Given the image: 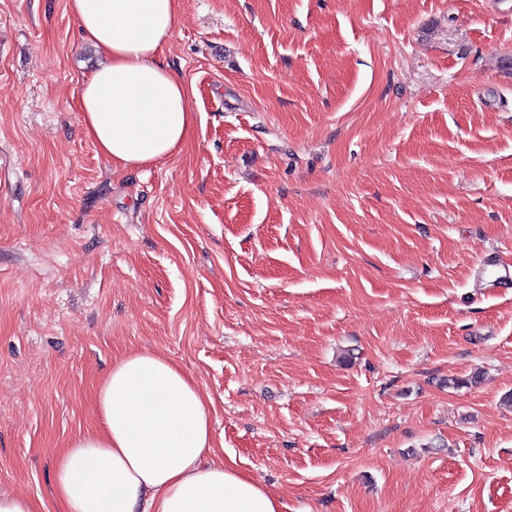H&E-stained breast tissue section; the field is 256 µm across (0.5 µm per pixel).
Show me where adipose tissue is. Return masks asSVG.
Segmentation results:
<instances>
[{"label":"adipose tissue","mask_w":512,"mask_h":512,"mask_svg":"<svg viewBox=\"0 0 512 512\" xmlns=\"http://www.w3.org/2000/svg\"><path fill=\"white\" fill-rule=\"evenodd\" d=\"M68 9L103 57L81 88L85 135L124 170L175 154L195 126L193 87L163 56L180 0H68ZM96 417L55 458V512H281L265 486L212 458L209 398L163 355L114 362Z\"/></svg>","instance_id":"1"}]
</instances>
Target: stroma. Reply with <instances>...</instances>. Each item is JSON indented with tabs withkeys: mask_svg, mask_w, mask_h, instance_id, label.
<instances>
[{
	"mask_svg": "<svg viewBox=\"0 0 512 512\" xmlns=\"http://www.w3.org/2000/svg\"><path fill=\"white\" fill-rule=\"evenodd\" d=\"M164 55L194 130L114 169L66 0H0V493L146 349L283 512H512V0H181Z\"/></svg>",
	"mask_w": 512,
	"mask_h": 512,
	"instance_id": "obj_1",
	"label": "stroma"
}]
</instances>
